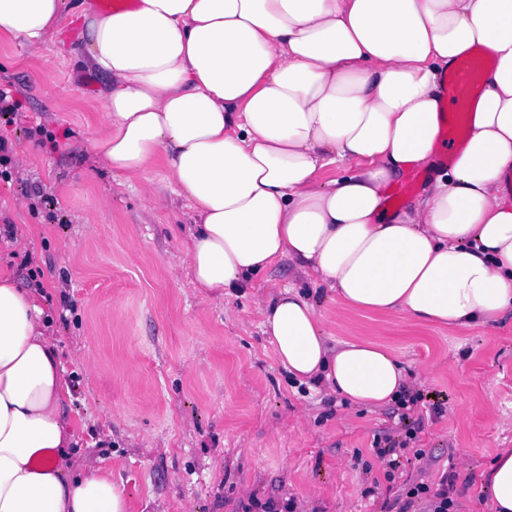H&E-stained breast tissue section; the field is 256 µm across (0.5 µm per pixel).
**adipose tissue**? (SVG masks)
<instances>
[{
	"label": "adipose tissue",
	"mask_w": 512,
	"mask_h": 512,
	"mask_svg": "<svg viewBox=\"0 0 512 512\" xmlns=\"http://www.w3.org/2000/svg\"><path fill=\"white\" fill-rule=\"evenodd\" d=\"M75 18L104 80L101 163L130 183L154 163L190 204L189 274L203 298L287 259L349 308L467 330L512 311V0H0V38L29 56ZM485 47L471 131L440 168V78ZM340 168L320 181L319 172ZM416 168L421 194L391 205ZM37 286L0 273V512H129L112 472L76 467L67 389ZM289 376L357 408L408 384L391 349L329 344L294 286L259 307ZM512 512V448L479 475Z\"/></svg>",
	"instance_id": "obj_1"
}]
</instances>
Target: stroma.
Instances as JSON below:
<instances>
[{
	"mask_svg": "<svg viewBox=\"0 0 512 512\" xmlns=\"http://www.w3.org/2000/svg\"><path fill=\"white\" fill-rule=\"evenodd\" d=\"M102 83L76 45L29 57L0 39V85L23 104L0 125L11 157L0 225L17 238L0 268L45 288L75 458L111 470L130 512H430L406 498L420 483L447 487L455 512H492L478 475L512 448V313L455 333L352 310L288 260L202 299L185 253L191 212L163 164L120 186L85 146L103 129ZM286 282L331 338L391 348L429 403L405 423L396 405L358 409L293 381L258 314L259 295ZM392 442L403 448L389 480L377 451Z\"/></svg>",
	"mask_w": 512,
	"mask_h": 512,
	"instance_id": "stroma-1",
	"label": "stroma"
}]
</instances>
